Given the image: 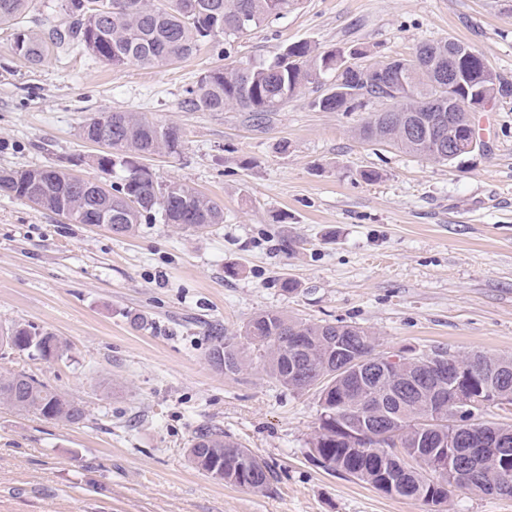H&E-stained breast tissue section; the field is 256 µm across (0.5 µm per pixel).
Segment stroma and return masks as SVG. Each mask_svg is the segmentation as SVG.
Instances as JSON below:
<instances>
[{
    "label": "stroma",
    "instance_id": "1",
    "mask_svg": "<svg viewBox=\"0 0 512 512\" xmlns=\"http://www.w3.org/2000/svg\"><path fill=\"white\" fill-rule=\"evenodd\" d=\"M451 37L512 79V0H303L229 54L208 45L118 72L78 51L31 67L0 26V169L59 165L101 179L102 148L83 125L139 112L182 136L179 153L142 165L224 209L203 234L141 224L121 235L0 191V327L28 324L70 346L51 361L2 349L0 374H32L86 412L66 424L0 405V512H512V498L453 490L429 505L326 471L307 455L317 388L228 376L208 358L209 328L235 336L269 310L363 326L389 354L512 355V95L476 113L484 150L453 166L359 140L382 103L321 112L313 86L264 128L247 112L182 106L198 75L229 57L340 43L367 47L375 64ZM206 422L269 464L267 490L189 463Z\"/></svg>",
    "mask_w": 512,
    "mask_h": 512
}]
</instances>
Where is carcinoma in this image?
<instances>
[{
    "label": "carcinoma",
    "instance_id": "1",
    "mask_svg": "<svg viewBox=\"0 0 512 512\" xmlns=\"http://www.w3.org/2000/svg\"><path fill=\"white\" fill-rule=\"evenodd\" d=\"M62 0L66 22L45 35L20 28L32 0H0V24L18 27L14 50L38 66L56 49H78L120 71L130 64L150 68L160 62H178L200 47L240 38L297 8L301 0ZM364 55L359 48L334 46L319 50L306 42L292 43L271 61L231 62L203 72L187 91L184 107L192 112H250L258 125L297 96L307 85L326 81L325 92L311 107L325 112H354L375 101L400 109L395 117L373 112L360 126L358 136L385 143L409 154L442 164L470 155L448 153L443 135L448 118L468 125L481 111L486 97L512 94V83L493 70L468 44L445 39L420 45L409 58L383 62L359 73L341 71L347 59ZM453 68L452 85L443 88L437 72ZM112 127V140L103 141L94 126ZM83 136L103 147L97 167L104 174L123 175L107 187L100 181L77 178L54 167L14 170L0 179V190L38 209L78 217L121 213L117 234H129L143 222L159 221L182 230L203 232L224 223V209L211 197L180 182L160 184L134 158L146 154H174L181 147L179 130L148 120L137 112H109L83 127ZM40 182L39 196L29 187ZM257 351L251 358L240 343L211 331L210 361L226 375H239L258 360L266 376L291 391L319 387L317 426L308 441L307 455L325 470L353 478L391 496L438 504L449 489L512 498V454L494 458L486 454L494 439L487 430L468 432L463 438L446 430L433 432L431 448L415 447L413 422L432 399L457 380L485 399L512 395V356L487 351L464 356L435 350L419 354L401 369L408 377L429 373L430 356H447L461 368L448 379L419 383L414 397L397 402L390 397L395 386L389 377L361 386L351 378L333 375L339 358L368 359L378 342L367 329L342 322L294 320L276 311L251 318L241 330ZM29 352L45 360L68 355L60 338L30 325L14 324L0 332V349ZM507 380H500L502 373ZM0 404L19 414L35 413L47 420L77 424L85 419L83 407L68 395L26 373L0 375ZM384 409L395 421L396 439L403 452L375 426L366 423ZM347 422L350 432L340 429ZM188 459L194 468L213 479L253 491L266 490L273 472L269 465L242 443L215 425L199 426L190 440Z\"/></svg>",
    "mask_w": 512,
    "mask_h": 512
}]
</instances>
